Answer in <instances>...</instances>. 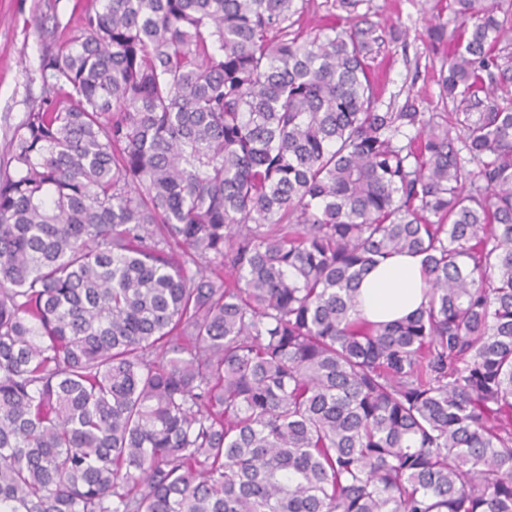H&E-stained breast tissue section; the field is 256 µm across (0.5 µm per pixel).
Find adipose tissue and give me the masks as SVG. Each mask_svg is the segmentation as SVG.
I'll list each match as a JSON object with an SVG mask.
<instances>
[{
    "instance_id": "adipose-tissue-1",
    "label": "adipose tissue",
    "mask_w": 512,
    "mask_h": 512,
    "mask_svg": "<svg viewBox=\"0 0 512 512\" xmlns=\"http://www.w3.org/2000/svg\"><path fill=\"white\" fill-rule=\"evenodd\" d=\"M423 261L415 254L389 258L361 280L357 311L373 322H389L416 311L424 301Z\"/></svg>"
}]
</instances>
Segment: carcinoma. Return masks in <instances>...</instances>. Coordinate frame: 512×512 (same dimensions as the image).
Returning <instances> with one entry per match:
<instances>
[{
    "label": "carcinoma",
    "instance_id": "1",
    "mask_svg": "<svg viewBox=\"0 0 512 512\" xmlns=\"http://www.w3.org/2000/svg\"><path fill=\"white\" fill-rule=\"evenodd\" d=\"M83 0L0 161V512H512V0ZM449 12L454 22L443 20ZM423 256L425 302L356 315ZM427 1L430 0H369L360 12L369 8L372 20L386 26L401 23L409 29L405 49L389 48L384 100L389 102L394 96L396 104L400 105L410 93L421 101L424 112H446L434 78L441 58L430 53L423 41L426 19L432 13V3ZM423 288L422 256H394L363 277L357 290L356 310L373 322L394 321L421 306Z\"/></svg>",
    "mask_w": 512,
    "mask_h": 512
}]
</instances>
